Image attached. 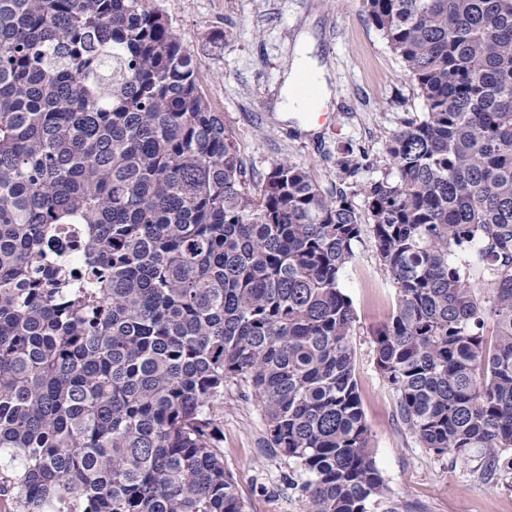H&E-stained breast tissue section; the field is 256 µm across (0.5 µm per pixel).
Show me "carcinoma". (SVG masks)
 I'll use <instances>...</instances> for the list:
<instances>
[{"instance_id": "1", "label": "carcinoma", "mask_w": 512, "mask_h": 512, "mask_svg": "<svg viewBox=\"0 0 512 512\" xmlns=\"http://www.w3.org/2000/svg\"><path fill=\"white\" fill-rule=\"evenodd\" d=\"M362 7L425 106L365 219L292 162L247 187L151 0H0V512H245L212 427L230 384L304 476L303 512H373L341 285L366 222L402 419L512 476V0ZM66 224L77 271L49 250ZM474 245L478 285L455 260Z\"/></svg>"}]
</instances>
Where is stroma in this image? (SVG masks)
<instances>
[{"mask_svg":"<svg viewBox=\"0 0 512 512\" xmlns=\"http://www.w3.org/2000/svg\"><path fill=\"white\" fill-rule=\"evenodd\" d=\"M197 62L200 87L224 118L246 173L256 186L279 161L308 167L322 193L346 189L366 213L364 184L396 176L386 151L404 120L421 116L424 103L395 54L365 17L360 0H152ZM315 43L317 70L331 95L320 107L326 123L303 131L281 111L283 80L299 41ZM362 164L356 183L343 185L341 163ZM357 321L351 336L354 378L361 395L376 465L386 497L374 512H512V479L485 482L478 455L461 461L425 448L404 423L398 398L376 366V338L396 307L370 225H363L342 279ZM216 441L246 512H302L294 461L269 448L265 420L250 390L224 389L215 416Z\"/></svg>","mask_w":512,"mask_h":512,"instance_id":"stroma-1","label":"stroma"}]
</instances>
